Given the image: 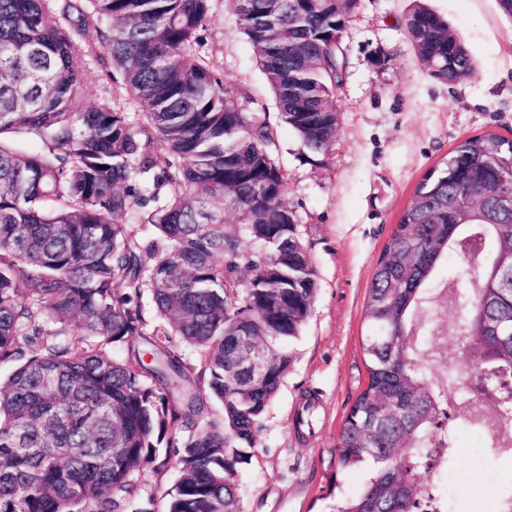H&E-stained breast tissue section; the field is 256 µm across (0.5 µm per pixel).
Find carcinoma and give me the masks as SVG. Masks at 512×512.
<instances>
[{
  "instance_id": "carcinoma-1",
  "label": "carcinoma",
  "mask_w": 512,
  "mask_h": 512,
  "mask_svg": "<svg viewBox=\"0 0 512 512\" xmlns=\"http://www.w3.org/2000/svg\"><path fill=\"white\" fill-rule=\"evenodd\" d=\"M358 4L235 0L282 120L312 154L336 137L342 34ZM210 19L211 0H0V364L13 366L0 383V512H129L142 472L170 463L166 512H240L237 477L316 279L284 201L275 128L199 54ZM405 27L432 78L474 71L423 4ZM105 56L121 83L89 106L84 74ZM450 253L462 267L439 300L466 312L456 328L424 327L426 286ZM509 270L512 139L468 137L418 183L377 258L367 379L336 446L339 467L371 474L330 512H424L421 477L435 472L434 449L452 448L448 388L463 377L469 425L512 449ZM241 329L269 345L245 401L224 368ZM457 330L459 357L480 371L448 366Z\"/></svg>"
}]
</instances>
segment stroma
Wrapping results in <instances>:
<instances>
[{"label": "stroma", "instance_id": "35a3bbf8", "mask_svg": "<svg viewBox=\"0 0 512 512\" xmlns=\"http://www.w3.org/2000/svg\"><path fill=\"white\" fill-rule=\"evenodd\" d=\"M414 0H360L343 33L347 68L336 92L338 131L311 155L281 122L253 48L234 24V0H212L213 19L200 33L201 53L234 83L247 107L277 131L276 161L288 176V205L316 274L312 312L286 350L288 371L261 422L249 465L238 475L241 512H327L330 498L360 492L370 470L336 466L341 425L366 379L361 339L373 267L417 184L463 139L484 133L512 138V19L497 0H421L464 41L472 77L448 84L431 78L415 57L404 25ZM312 430L293 418L307 397ZM480 485L463 492L433 479L453 512H482L485 498L512 494V452L484 448ZM178 478L145 469L136 507L165 512Z\"/></svg>", "mask_w": 512, "mask_h": 512}]
</instances>
